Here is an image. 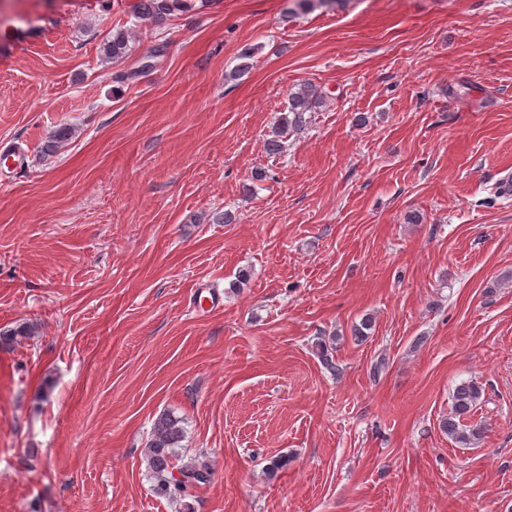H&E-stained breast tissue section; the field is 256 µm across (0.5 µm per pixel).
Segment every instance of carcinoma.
<instances>
[{
  "label": "carcinoma",
  "instance_id": "carcinoma-1",
  "mask_svg": "<svg viewBox=\"0 0 512 512\" xmlns=\"http://www.w3.org/2000/svg\"><path fill=\"white\" fill-rule=\"evenodd\" d=\"M188 7L186 0H139L138 18L150 19L156 23L164 21L174 12ZM131 51L128 31L119 29L101 45V55L115 62L125 59ZM320 103V95L309 86L299 89L289 97L288 113L282 118L276 138L268 142L269 151L275 153L280 149L278 137L288 130L298 131L306 123V114L314 111ZM73 137V128L61 126L42 146V153L50 156L57 152L62 144ZM34 334L32 327L21 326L15 330L0 332V344L9 345ZM483 394L482 387L473 381H463L453 390L451 411L442 420V429L449 437L463 444H471L482 438V424L466 423L471 417ZM184 437L182 420L172 414L158 417L152 426L150 439L146 445L145 458L154 480V493L161 497L179 499L184 502L185 512H194L190 499L196 491L209 484L212 471L205 464H181L176 448ZM181 474V479L174 477V472Z\"/></svg>",
  "mask_w": 512,
  "mask_h": 512
}]
</instances>
